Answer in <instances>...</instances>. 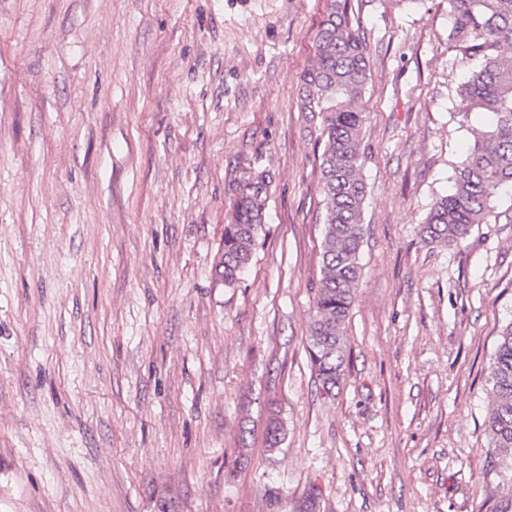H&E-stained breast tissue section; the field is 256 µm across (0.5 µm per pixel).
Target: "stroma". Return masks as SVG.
I'll list each match as a JSON object with an SVG mask.
<instances>
[{"label": "stroma", "instance_id": "stroma-1", "mask_svg": "<svg viewBox=\"0 0 512 512\" xmlns=\"http://www.w3.org/2000/svg\"><path fill=\"white\" fill-rule=\"evenodd\" d=\"M330 4L0 0V512H512L486 454L512 223L419 233L488 122L457 114L448 0H349L362 276L336 396L312 373L325 140L300 91ZM263 175L246 184L237 200L230 224L224 226V247L216 267V275L224 285L236 283L252 260L262 221V209L267 193Z\"/></svg>", "mask_w": 512, "mask_h": 512}]
</instances>
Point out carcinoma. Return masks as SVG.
Wrapping results in <instances>:
<instances>
[{
    "mask_svg": "<svg viewBox=\"0 0 512 512\" xmlns=\"http://www.w3.org/2000/svg\"><path fill=\"white\" fill-rule=\"evenodd\" d=\"M452 17L448 39L475 64L457 90L458 114L493 116L488 129L475 133L467 158L455 169L452 188L438 197L421 227L429 244L452 245L471 225L488 216L512 222V210L494 213L495 203L512 197V0H448ZM372 72L367 45L352 28L347 4L334 0L316 35V50L305 71L302 105L321 114L326 136L321 174L324 232L321 278L314 296L309 356L325 395L333 394L344 375L345 332L361 277L364 206L367 187L361 160L362 99ZM267 193L265 177L246 184L230 223L216 275L236 283L252 260ZM492 407L488 416L492 458L512 460V320L501 329L489 367ZM282 425L272 414L266 432L269 448L280 443Z\"/></svg>",
    "mask_w": 512,
    "mask_h": 512,
    "instance_id": "cac0c4a2",
    "label": "carcinoma"
}]
</instances>
